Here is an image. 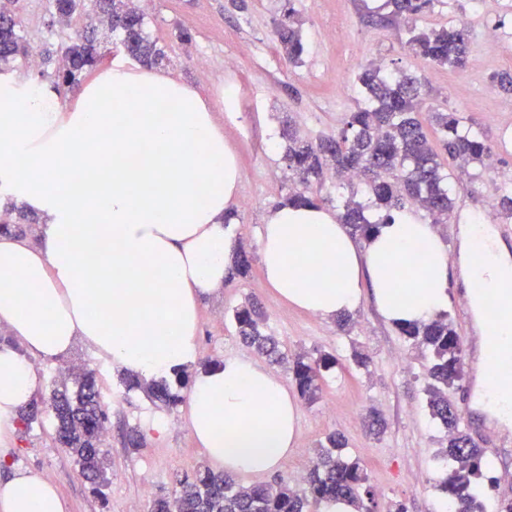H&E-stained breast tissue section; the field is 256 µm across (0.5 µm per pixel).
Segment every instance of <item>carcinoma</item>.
Masks as SVG:
<instances>
[{"mask_svg": "<svg viewBox=\"0 0 512 512\" xmlns=\"http://www.w3.org/2000/svg\"><path fill=\"white\" fill-rule=\"evenodd\" d=\"M17 0H0V71L8 69L19 56L29 55L15 8ZM388 14L379 21L409 23L427 12L434 0H387ZM52 24L67 26L77 13L87 16V24L60 44V58L54 87H70L101 58L97 41L98 25L118 33L120 45L130 58L146 66L166 61L164 51L146 31L147 16L136 0H47ZM407 44L411 51L438 67L456 71L469 65L471 34L465 26H452L416 33ZM273 35L284 58L291 64L301 60L305 51L302 22L293 6H288L274 26ZM363 104L349 113L344 127L336 135L322 136L311 142L302 139L290 121H282L280 138L285 144L288 170L302 185L285 198L288 204L315 202L310 196L313 185H321L333 170L340 178L355 172L360 177L367 202L356 193L341 200L339 219L351 233L368 238L379 225L389 224L395 216L413 206L430 220L446 224L453 209L456 185L449 180L423 123L416 117L426 107L421 80L403 71L387 72L370 63L357 74ZM438 134L441 149L461 172L468 171L491 157L492 148L484 139L464 127L454 112H433L429 116ZM6 219L0 222V234L22 237L37 219L25 210L10 205ZM253 256L238 244L228 268L226 282L246 278L252 270ZM237 336L255 353L276 363L289 364L292 381L299 396L311 404L321 392L323 373L336 366L331 354H298L288 358L279 342L264 330L266 314L257 301L245 299L232 313ZM411 345L431 353L424 388L433 421L447 433V444L439 451L447 463V472L439 484L445 503L452 512H484L481 487L492 470L483 449L461 427V417L448 402V389L463 379V349L448 315L441 314L425 323L397 327ZM75 390L52 389L44 401L51 412L58 445L66 449L82 475L96 485L106 480L102 449L106 412L102 408L95 372L83 369L73 374ZM187 372L172 379L144 381L126 374L129 389H142L167 409L182 403L180 389ZM174 497L154 499L151 512H308L310 506L338 498L350 500L357 512H372L373 492L361 462L345 452V439L336 433L326 437L306 473L304 487L294 489L286 482L244 486L222 472L202 464L193 475L176 480Z\"/></svg>", "mask_w": 512, "mask_h": 512, "instance_id": "cac0c4a2", "label": "carcinoma"}]
</instances>
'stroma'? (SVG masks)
Returning <instances> with one entry per match:
<instances>
[{
	"label": "stroma",
	"mask_w": 512,
	"mask_h": 512,
	"mask_svg": "<svg viewBox=\"0 0 512 512\" xmlns=\"http://www.w3.org/2000/svg\"><path fill=\"white\" fill-rule=\"evenodd\" d=\"M384 0H153L147 13V32L166 51L165 68L215 101L226 88H235L233 109L215 112L216 124L233 150L239 168L237 197L232 210V233L252 252L260 250V236L270 213L280 206L293 185L279 143V117L292 118L309 139L336 134L361 99L356 75L376 63L400 69L428 83L427 103L439 112H454L482 136L493 151L494 165L480 170L477 180L464 184L456 195L449 224L441 232L449 256L459 248L458 227L480 217L500 232L512 248V219L490 214L489 204L504 189L512 190V91L492 81L499 72L512 73V0H435L420 16L416 29L466 25L472 32L470 56L482 60L480 69L452 71L416 56L408 47L406 24L368 23L365 14L382 8ZM294 5L303 21L306 51L299 64L285 62L274 40L273 27L287 5ZM19 15L24 38L37 53L66 39L54 27L46 0H23ZM189 40H182V33ZM276 95H268L269 87ZM258 298L267 312L266 330L283 350L330 353L336 368L325 372L319 399L299 402L296 447L277 472L294 482L306 472L318 445L332 432L341 433L350 456L365 466L375 493L376 512H390L400 503L405 512H445L438 484L444 465L438 457L444 433L429 416L424 385L431 364L427 352L412 348L393 324L385 322L372 304L352 314L349 331L336 321L303 312L280 301L266 284L260 268L250 277L225 284L205 297L199 308L196 337L197 375L205 361L248 356L231 319L246 297ZM371 357L369 369L356 367L353 350ZM95 369L105 423L107 481H86L74 458L55 442L49 413L28 429L17 430L9 445L15 450L12 466L35 471L55 483L67 512H130L138 505L148 512L155 495L172 494L177 478L190 475L207 455L189 429V406L157 407L144 391L127 390L120 370L113 368L86 342L53 360L33 365L51 386L53 371L66 365ZM385 420L380 436L369 435L365 418L370 410ZM146 436L142 447L126 442L130 428ZM466 432L484 450L495 471L512 472V428L494 424L482 403L474 405V419Z\"/></svg>",
	"instance_id": "35a3bbf8"
}]
</instances>
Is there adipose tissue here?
Segmentation results:
<instances>
[{"mask_svg": "<svg viewBox=\"0 0 512 512\" xmlns=\"http://www.w3.org/2000/svg\"><path fill=\"white\" fill-rule=\"evenodd\" d=\"M191 86L113 63L59 111L37 83L0 75V195L44 220L39 245L0 235V439L41 378L31 357L93 345L150 380L197 361L203 297L224 285L236 240L224 217L239 169ZM458 264L472 305L512 309V251L481 221L461 225ZM263 276L284 302L331 319L372 303L389 323L448 308V251L403 213L364 241L318 205H284L261 234ZM189 428L228 473L267 476L292 454L300 415L283 381L247 358L200 372ZM0 512H66L47 478H0Z\"/></svg>", "mask_w": 512, "mask_h": 512, "instance_id": "ef3b65f1", "label": "adipose tissue"}]
</instances>
